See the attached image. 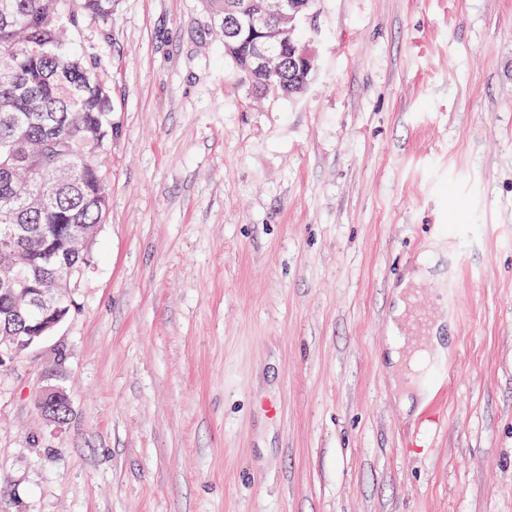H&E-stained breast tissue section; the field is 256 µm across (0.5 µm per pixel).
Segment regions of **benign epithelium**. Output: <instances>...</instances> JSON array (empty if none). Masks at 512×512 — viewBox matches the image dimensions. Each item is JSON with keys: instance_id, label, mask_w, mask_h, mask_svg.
Listing matches in <instances>:
<instances>
[{"instance_id": "obj_1", "label": "benign epithelium", "mask_w": 512, "mask_h": 512, "mask_svg": "<svg viewBox=\"0 0 512 512\" xmlns=\"http://www.w3.org/2000/svg\"><path fill=\"white\" fill-rule=\"evenodd\" d=\"M309 0H276L270 9L240 4V12L246 19L249 36L253 42V62L255 68L271 77L280 74L283 63L288 67L310 64L317 53L303 42L293 44L291 51L278 50L281 45L280 35L284 29H294L307 15ZM97 225L83 227L69 235L60 246L48 249L38 241L31 244L40 265L13 275L0 283V296L8 300L4 308L6 316L25 318L31 308L36 307L42 313L41 320L32 327L30 335H5L0 338V363L14 361L31 347L39 344L45 337L65 321L66 309L59 308L57 297L63 295L72 300L73 288L83 278L85 267L77 263L72 255L80 252L88 255L94 240ZM54 279V287L43 288L39 279L44 275ZM70 409L67 392L57 386H46L38 393L35 405L40 415L50 424L60 425L65 419L54 414L57 404Z\"/></svg>"}]
</instances>
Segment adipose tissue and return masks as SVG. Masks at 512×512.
I'll use <instances>...</instances> for the list:
<instances>
[{
  "instance_id": "ef3b65f1",
  "label": "adipose tissue",
  "mask_w": 512,
  "mask_h": 512,
  "mask_svg": "<svg viewBox=\"0 0 512 512\" xmlns=\"http://www.w3.org/2000/svg\"><path fill=\"white\" fill-rule=\"evenodd\" d=\"M424 270L417 269L407 275L396 309L390 321L393 336L390 340L389 359L396 385H405L423 372L432 354L428 349L429 335L437 331L441 321L432 318L428 330L417 329L413 323L418 305V287L425 278Z\"/></svg>"
}]
</instances>
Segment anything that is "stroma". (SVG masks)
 Returning <instances> with one entry per match:
<instances>
[{
	"instance_id": "obj_1",
	"label": "stroma",
	"mask_w": 512,
	"mask_h": 512,
	"mask_svg": "<svg viewBox=\"0 0 512 512\" xmlns=\"http://www.w3.org/2000/svg\"><path fill=\"white\" fill-rule=\"evenodd\" d=\"M217 24L117 0L83 29L112 194L78 312L0 365V512H512V0H316L291 99ZM428 263L406 403L389 320ZM57 403H61L65 406V410L60 412L61 417H66V413L68 414L70 411V398L67 392L57 386H46L40 390L38 393L35 405L40 415L50 424H63L66 418H60L58 415L54 414L56 410Z\"/></svg>"
}]
</instances>
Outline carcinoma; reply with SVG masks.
<instances>
[{
	"label": "carcinoma",
	"instance_id": "obj_1",
	"mask_svg": "<svg viewBox=\"0 0 512 512\" xmlns=\"http://www.w3.org/2000/svg\"><path fill=\"white\" fill-rule=\"evenodd\" d=\"M0 13V227L23 224L53 246L75 224L105 222L111 196L106 172L88 161L98 131L112 143V98L97 90L98 71L77 54L68 16L81 25L112 20L114 0H9ZM225 54L260 96H288V74L254 70L244 37L224 38ZM24 142L23 165L13 161ZM35 259L18 241H0V270Z\"/></svg>",
	"mask_w": 512,
	"mask_h": 512
}]
</instances>
